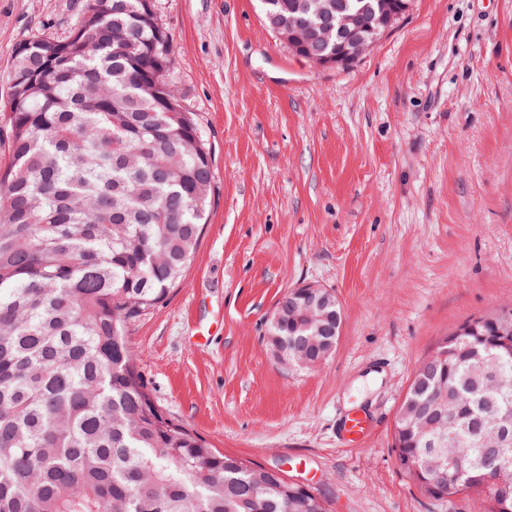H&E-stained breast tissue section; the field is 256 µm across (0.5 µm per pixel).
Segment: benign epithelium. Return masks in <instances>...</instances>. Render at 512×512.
<instances>
[{
  "instance_id": "obj_1",
  "label": "benign epithelium",
  "mask_w": 512,
  "mask_h": 512,
  "mask_svg": "<svg viewBox=\"0 0 512 512\" xmlns=\"http://www.w3.org/2000/svg\"><path fill=\"white\" fill-rule=\"evenodd\" d=\"M379 15L353 8L345 0H294L288 5L291 51L310 63L343 66L364 55L406 10L408 0H385Z\"/></svg>"
}]
</instances>
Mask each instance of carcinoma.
<instances>
[{
    "label": "carcinoma",
    "instance_id": "1",
    "mask_svg": "<svg viewBox=\"0 0 512 512\" xmlns=\"http://www.w3.org/2000/svg\"><path fill=\"white\" fill-rule=\"evenodd\" d=\"M75 32L15 48L0 103V512H330L281 470L251 468L168 418L137 368L127 324L155 309L191 263L210 207L212 157L168 81L173 41L144 0H103ZM290 0H263L288 26ZM288 291L267 343L299 368L342 322ZM394 450L430 498L477 491L512 512V331L470 317L416 368ZM444 433L448 447L428 441Z\"/></svg>",
    "mask_w": 512,
    "mask_h": 512
}]
</instances>
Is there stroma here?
Masks as SVG:
<instances>
[{"label":"stroma","mask_w":512,"mask_h":512,"mask_svg":"<svg viewBox=\"0 0 512 512\" xmlns=\"http://www.w3.org/2000/svg\"><path fill=\"white\" fill-rule=\"evenodd\" d=\"M82 0H0L13 50ZM168 79L212 151L209 222L181 281L129 325L158 407L214 448L277 468L332 512H480L426 497L393 429L416 367L512 303V0H409L347 67L294 55L257 0H156ZM331 289L343 323L312 370L267 326L288 289ZM370 420L358 445L341 424Z\"/></svg>","instance_id":"obj_1"}]
</instances>
